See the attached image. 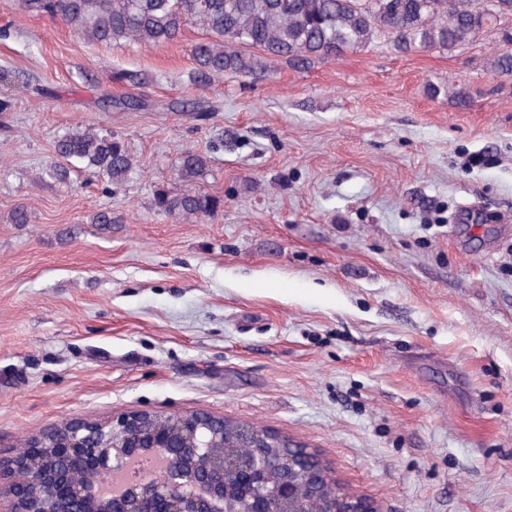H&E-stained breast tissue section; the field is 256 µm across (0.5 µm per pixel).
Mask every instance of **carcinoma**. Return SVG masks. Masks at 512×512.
I'll use <instances>...</instances> for the list:
<instances>
[{
  "label": "carcinoma",
  "mask_w": 512,
  "mask_h": 512,
  "mask_svg": "<svg viewBox=\"0 0 512 512\" xmlns=\"http://www.w3.org/2000/svg\"><path fill=\"white\" fill-rule=\"evenodd\" d=\"M20 6L60 19L89 42L114 46H160L194 23L208 35L193 47L196 79L203 84L226 73L264 71L274 62H325L380 34L393 36L399 47L452 52L512 15V0H490L483 8L476 0H20ZM242 45L261 54L245 53ZM55 154L46 172L59 178L80 165L122 184L134 171L124 142L90 129L61 137ZM207 166L205 155L186 149L177 175L191 181ZM152 207L178 221L201 220L223 209L224 200L200 189L159 188Z\"/></svg>",
  "instance_id": "cac0c4a2"
}]
</instances>
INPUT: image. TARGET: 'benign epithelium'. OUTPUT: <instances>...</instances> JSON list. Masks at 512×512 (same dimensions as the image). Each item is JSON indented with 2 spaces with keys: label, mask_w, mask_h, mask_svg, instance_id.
I'll list each match as a JSON object with an SVG mask.
<instances>
[{
  "label": "benign epithelium",
  "mask_w": 512,
  "mask_h": 512,
  "mask_svg": "<svg viewBox=\"0 0 512 512\" xmlns=\"http://www.w3.org/2000/svg\"><path fill=\"white\" fill-rule=\"evenodd\" d=\"M167 421L159 431L152 424ZM207 413L70 420L0 458V512H378L288 437ZM61 452L86 464L74 477ZM238 479L231 490L227 477Z\"/></svg>",
  "instance_id": "1"
}]
</instances>
